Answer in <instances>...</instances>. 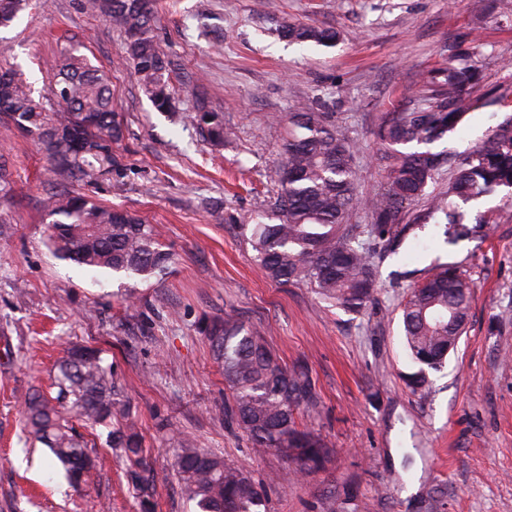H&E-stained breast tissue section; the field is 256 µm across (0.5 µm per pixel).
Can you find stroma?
<instances>
[{"label": "stroma", "instance_id": "stroma-1", "mask_svg": "<svg viewBox=\"0 0 512 512\" xmlns=\"http://www.w3.org/2000/svg\"><path fill=\"white\" fill-rule=\"evenodd\" d=\"M471 0H154L161 48L176 63L174 109L156 111L122 60L123 38L80 0H31L0 31V68L50 99V63L87 57L112 88L123 127L110 174L63 183L30 138L5 128L0 161L12 172L0 196V512H194L173 462L183 437L248 469L260 482L283 467L255 454L224 417V373L200 328L233 315L259 331L288 365H303L317 395L299 427L336 454L317 473L271 485L270 512H512V193L460 205L462 234L416 223L426 202L402 209L399 235L375 248L374 299L357 314L330 306L305 283L266 274L247 223L271 213L288 115L321 102L333 129L356 141L358 193L387 190L375 131L387 112L413 107L422 76L459 45L476 47L482 79L455 131L432 148L458 167L511 113L512 0L485 14ZM289 23L335 28L327 47L293 43ZM203 97L233 131L203 140L191 121ZM155 224L175 262L162 280L135 282L57 259L43 203L62 189ZM436 263L474 289L465 331L424 387L405 383L414 364L399 321L407 290ZM80 343L102 357L130 404L153 487L128 482L108 430L77 423L96 466L69 484L41 442L29 439L21 401L51 391L56 361Z\"/></svg>", "mask_w": 512, "mask_h": 512}]
</instances>
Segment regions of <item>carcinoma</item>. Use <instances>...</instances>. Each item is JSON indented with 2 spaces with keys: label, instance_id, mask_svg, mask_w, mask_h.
<instances>
[{
  "label": "carcinoma",
  "instance_id": "carcinoma-1",
  "mask_svg": "<svg viewBox=\"0 0 512 512\" xmlns=\"http://www.w3.org/2000/svg\"><path fill=\"white\" fill-rule=\"evenodd\" d=\"M82 9L105 19L124 37L130 63L156 110L170 112L167 76L172 62L157 42L151 0H81ZM28 0H0V29L10 27ZM290 41L332 45L337 32L289 25ZM472 53L460 49L448 66L431 70L418 91L419 103L387 113L377 136L386 162L388 192L372 207L356 192L353 140L328 129L332 116L314 102L288 113L293 133L284 145L280 193L274 203L276 224L247 225L252 246L268 276L277 282L307 283L320 297L357 313L377 291L372 251L361 234L391 241L403 202L427 196L426 188L443 166L442 153L429 145L454 131L473 107L468 89L479 82ZM56 108L36 102L33 89L13 70H0V115L33 138L64 180L80 179L98 167H112V142L123 131L112 112V90L82 55L70 54L59 65ZM195 120L203 138L224 143L228 131L220 113L196 101ZM499 187L512 189V116L500 121L486 141L469 152L448 177V191L430 197L423 220L458 223V203L476 201ZM369 209L375 223L357 233L347 223L351 212ZM49 242L56 256L79 266L109 270L142 282L168 273L172 253L156 227L128 211L84 196L52 194L45 205ZM473 300L471 283L451 265H435L400 305L405 347L419 370L405 377L416 390L426 383L425 369L445 364L454 336L467 323ZM213 357L224 366L231 397L224 415L240 428L252 450L275 452L285 462L272 483L323 469L332 449L320 436L302 431L296 415L315 405L311 378L301 366L279 362L264 337L233 317L201 327ZM56 394H28L22 404L29 432L51 451L68 478L80 484L93 461L87 443L69 419L77 417L112 427L108 443L124 458L127 478L148 489L141 438L130 425H119L129 407L121 398L111 368L95 348L71 345L56 366ZM176 466L185 496L199 512H269L264 483L223 458L182 442Z\"/></svg>",
  "mask_w": 512,
  "mask_h": 512
}]
</instances>
